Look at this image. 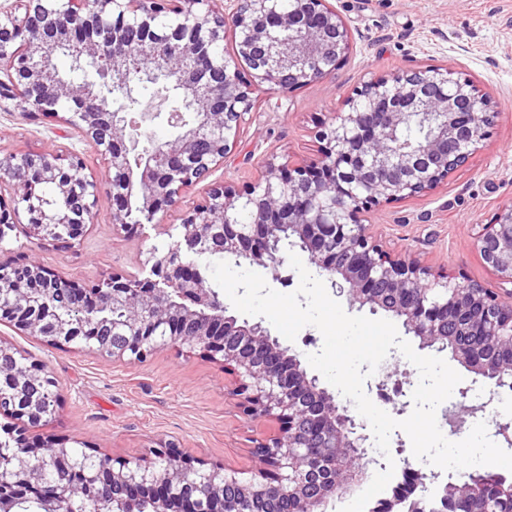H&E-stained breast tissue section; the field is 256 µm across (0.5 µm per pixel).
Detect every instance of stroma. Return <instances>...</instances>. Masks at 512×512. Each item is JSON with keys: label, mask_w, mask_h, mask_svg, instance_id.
<instances>
[{"label": "stroma", "mask_w": 512, "mask_h": 512, "mask_svg": "<svg viewBox=\"0 0 512 512\" xmlns=\"http://www.w3.org/2000/svg\"><path fill=\"white\" fill-rule=\"evenodd\" d=\"M352 34V49L334 75L282 96L268 87L246 116L236 151L212 180L236 186L254 181L269 157L295 162L313 156L315 135L327 113L341 109L349 93L378 74L441 68L470 79L498 114L490 137L468 163L435 192L363 213V223L397 251L418 255L458 281L490 285L494 277L473 247L478 224L512 201V0H331ZM80 152L88 172L105 167L79 136L61 137L57 123L24 121L0 110V157L44 148ZM181 237L180 224L142 222L136 230H112V197L94 207L92 229L75 248L52 243L35 249L49 270L88 283L122 271L141 274L150 252L164 254ZM0 341L28 361L42 364L63 399L47 425L27 429L29 439L67 437L114 456L146 457L164 441L235 469L253 464L254 441L272 435V419L251 421L224 394V369L196 355L157 352L142 364L112 363L75 349H60L0 324ZM471 373L436 411L442 434L464 439L472 422L461 406H473Z\"/></svg>", "instance_id": "1"}]
</instances>
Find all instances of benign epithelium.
Wrapping results in <instances>:
<instances>
[{
    "instance_id": "7a95c632",
    "label": "benign epithelium",
    "mask_w": 512,
    "mask_h": 512,
    "mask_svg": "<svg viewBox=\"0 0 512 512\" xmlns=\"http://www.w3.org/2000/svg\"><path fill=\"white\" fill-rule=\"evenodd\" d=\"M13 0L0 4V108L29 120L46 119L74 129L93 144L110 173L85 175L79 153L28 150L0 159V240L21 226L36 245L69 250L90 229L102 189L112 195V229L128 222L131 197L165 224L181 205L182 240L158 256L150 251L149 275L114 272L92 286L54 274L32 255L0 264V323L56 347L78 341L82 351L124 363H143L157 350L198 353L224 366L227 390L246 419L277 421L273 435L256 442L249 476L186 454L172 441L156 447L155 460L103 455L98 471H76L65 497L37 499L41 512H71L84 491L112 485V497L96 498L97 512H325L358 480L367 463V423L350 414L337 395L309 375L299 354L282 345L262 322L229 312L187 262L194 253L220 252L282 280L284 260L276 230L308 253L309 261L351 305L402 320L422 348L450 349L452 358L494 388L512 387V203L499 207L475 234L474 247L498 287L461 283L419 258L394 252L374 238L361 214L435 191L462 168L487 139L497 112L468 79L448 70L380 74L355 88L320 132L315 157L304 164L268 158L261 174L239 188L208 184L192 190L234 152L245 115L264 84L282 95L333 74L349 54L350 31L330 0ZM163 13L180 18L161 30ZM232 37V52L214 48ZM152 48L160 66L153 83L174 81L179 102L166 109L181 132L158 151L132 164L127 142L142 135L132 112L112 106L111 95L131 92L126 59ZM74 50L78 68H95L96 86L54 75L59 50ZM431 122L413 146L400 131L413 121ZM54 189L52 197L42 188ZM124 312L112 324L120 342L86 335L106 303ZM59 383L45 366L0 364V414L38 427L54 410ZM10 458L13 480L0 483V512L41 487L47 469L74 467L68 439L30 441ZM407 481L376 512H427L425 475L401 460ZM481 486L448 482L433 494L442 512H466ZM487 512H512V482L486 494Z\"/></svg>"
}]
</instances>
